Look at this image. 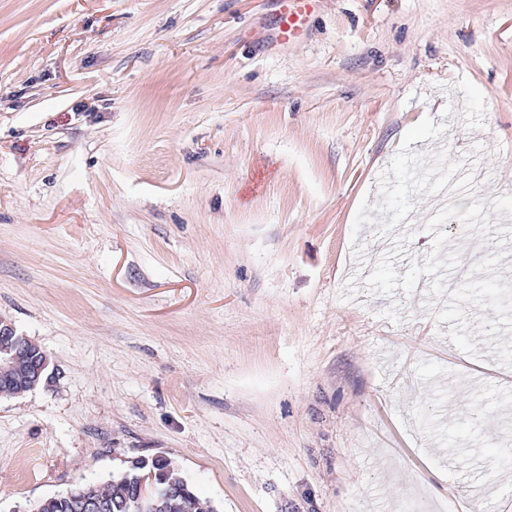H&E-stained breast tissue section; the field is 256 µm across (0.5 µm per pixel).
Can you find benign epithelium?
<instances>
[{
    "mask_svg": "<svg viewBox=\"0 0 512 512\" xmlns=\"http://www.w3.org/2000/svg\"><path fill=\"white\" fill-rule=\"evenodd\" d=\"M28 338L18 331L9 319L0 316V377L18 392H30L49 378L50 358L46 351L31 352ZM140 471L132 486L133 500L144 505L152 496L163 491L159 473L145 458L132 461ZM72 512H124L126 502L105 500L93 489L79 487L68 494Z\"/></svg>",
    "mask_w": 512,
    "mask_h": 512,
    "instance_id": "1",
    "label": "benign epithelium"
}]
</instances>
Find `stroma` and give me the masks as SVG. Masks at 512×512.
I'll list each match as a JSON object with an SVG mask.
<instances>
[{"label":"stroma","instance_id":"35a3bbf8","mask_svg":"<svg viewBox=\"0 0 512 512\" xmlns=\"http://www.w3.org/2000/svg\"><path fill=\"white\" fill-rule=\"evenodd\" d=\"M278 10L0 0V512H512V0ZM284 8L281 13L277 36L282 41L296 38L306 19L316 10L320 0H281ZM27 342V336L20 333L12 321L0 316V377L20 394L34 390L50 376L47 374L50 358L46 351L31 352ZM6 384L1 383L2 398L21 396ZM149 462L146 458L133 460L131 467L139 469V477L132 480L138 472L132 468L119 475H112L104 481L90 483L94 485L96 493L106 499L98 497L93 489L78 487L68 494L72 511L69 506L66 493L44 499V502L52 499L49 508L42 511L46 503L40 505L36 511L42 512H122L126 507L132 486V497L135 502L144 505L148 503L156 493L166 491L164 489L182 491L177 497H170L175 492L168 491L156 496L151 502L152 507L140 508L135 502L129 501L126 512H214L211 503L202 498L198 492L182 477L169 460L162 461L161 484L159 472L153 467L147 468ZM113 500H124L114 501Z\"/></svg>","mask_w":512,"mask_h":512}]
</instances>
